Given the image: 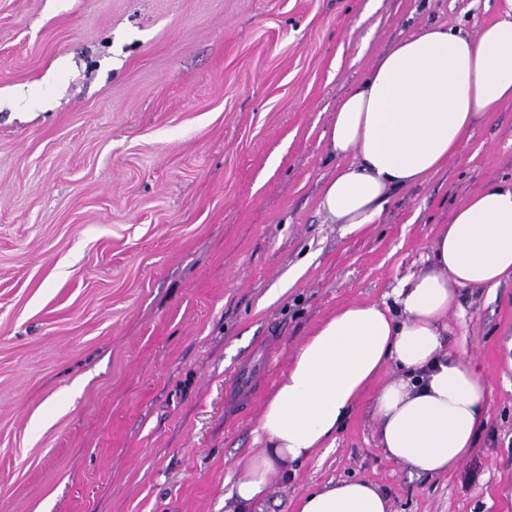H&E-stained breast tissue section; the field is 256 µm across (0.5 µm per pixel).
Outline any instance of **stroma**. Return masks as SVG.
Wrapping results in <instances>:
<instances>
[{
	"label": "stroma",
	"instance_id": "35a3bbf8",
	"mask_svg": "<svg viewBox=\"0 0 512 512\" xmlns=\"http://www.w3.org/2000/svg\"><path fill=\"white\" fill-rule=\"evenodd\" d=\"M494 0H0V512H224L310 330L380 302L455 208L512 179V105L360 234L325 223L339 101L423 23ZM490 381L454 469L379 448L361 396L259 512L332 480L391 512H512V281L460 289Z\"/></svg>",
	"mask_w": 512,
	"mask_h": 512
}]
</instances>
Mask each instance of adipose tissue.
Masks as SVG:
<instances>
[{
	"mask_svg": "<svg viewBox=\"0 0 512 512\" xmlns=\"http://www.w3.org/2000/svg\"><path fill=\"white\" fill-rule=\"evenodd\" d=\"M512 104V0L469 34L423 24L382 54L339 102L327 132L335 174L318 211L357 234L380 223L393 194L422 184L465 145L487 113ZM512 280V180L468 196L435 238L426 264L381 303L346 305L319 322L267 398L257 448L224 497L247 512L291 463L333 447L361 395L381 388L370 416L385 455L417 473L455 468L488 419L491 387L445 349L462 288ZM296 512H390L374 483L328 482Z\"/></svg>",
	"mask_w": 512,
	"mask_h": 512,
	"instance_id": "obj_1",
	"label": "adipose tissue"
}]
</instances>
